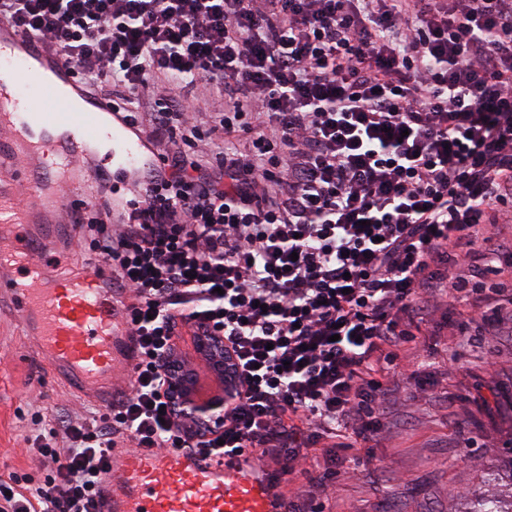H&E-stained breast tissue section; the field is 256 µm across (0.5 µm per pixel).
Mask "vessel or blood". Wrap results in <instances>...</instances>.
<instances>
[{
    "label": "vessel or blood",
    "mask_w": 512,
    "mask_h": 512,
    "mask_svg": "<svg viewBox=\"0 0 512 512\" xmlns=\"http://www.w3.org/2000/svg\"><path fill=\"white\" fill-rule=\"evenodd\" d=\"M0 66L22 70L37 96L0 81V298L20 311L52 378L110 401L130 344L111 277L74 271L28 234L43 212L93 198L112 170L155 165L143 138L106 98L76 82L41 40L0 22ZM108 140L111 163L79 168L90 143ZM98 512H282L259 464L172 448H116L97 496Z\"/></svg>",
    "instance_id": "1"
}]
</instances>
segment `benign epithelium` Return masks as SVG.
<instances>
[{"instance_id": "1", "label": "benign epithelium", "mask_w": 512, "mask_h": 512, "mask_svg": "<svg viewBox=\"0 0 512 512\" xmlns=\"http://www.w3.org/2000/svg\"><path fill=\"white\" fill-rule=\"evenodd\" d=\"M195 357L216 374L225 387L205 399L196 394L197 372L185 367L173 368L168 376L169 397L180 418L190 421L201 431L223 427L224 407L230 402L235 391V376L232 359L224 353V345L217 336L200 335L193 337Z\"/></svg>"}]
</instances>
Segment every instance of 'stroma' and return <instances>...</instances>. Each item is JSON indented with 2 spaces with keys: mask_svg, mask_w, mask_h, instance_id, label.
I'll return each mask as SVG.
<instances>
[{
  "mask_svg": "<svg viewBox=\"0 0 512 512\" xmlns=\"http://www.w3.org/2000/svg\"><path fill=\"white\" fill-rule=\"evenodd\" d=\"M399 384L386 405L371 460L343 452L325 496L308 495L315 461L283 486L304 512H458L481 485L484 468L512 448V319L471 325L453 336L440 320L409 343ZM102 403L53 380L26 338L19 316L0 308V476L47 469L32 449L33 416L80 421Z\"/></svg>",
  "mask_w": 512,
  "mask_h": 512,
  "instance_id": "35a3bbf8",
  "label": "stroma"
}]
</instances>
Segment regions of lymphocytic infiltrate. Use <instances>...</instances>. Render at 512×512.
I'll return each instance as SVG.
<instances>
[{
    "mask_svg": "<svg viewBox=\"0 0 512 512\" xmlns=\"http://www.w3.org/2000/svg\"><path fill=\"white\" fill-rule=\"evenodd\" d=\"M0 19L81 83L152 92L148 118H124L166 148L120 222L102 190L72 215L128 295L132 390L38 435L49 473L0 483V512H97L121 436L244 454L278 479L317 453L323 491L339 450L372 448L388 369L423 325L460 336V295L487 326L512 299L487 280L512 220V0H0ZM201 86L219 107L209 128ZM236 132L248 148L217 149ZM181 321L236 360L208 436L168 398Z\"/></svg>",
    "mask_w": 512,
    "mask_h": 512,
    "instance_id": "obj_1",
    "label": "lymphocytic infiltrate"
}]
</instances>
